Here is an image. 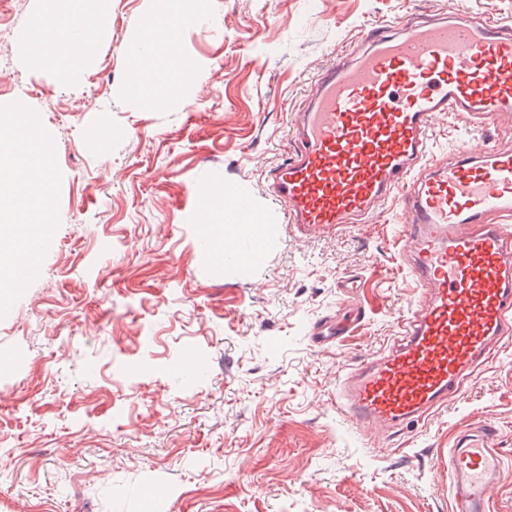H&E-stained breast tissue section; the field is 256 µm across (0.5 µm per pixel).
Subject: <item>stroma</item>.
<instances>
[{"instance_id": "1", "label": "stroma", "mask_w": 512, "mask_h": 512, "mask_svg": "<svg viewBox=\"0 0 512 512\" xmlns=\"http://www.w3.org/2000/svg\"><path fill=\"white\" fill-rule=\"evenodd\" d=\"M161 0H112V33L71 83L24 62L14 39L38 0H18L0 44V105L37 111L54 155L56 222L41 266L0 304V512H450L444 457L456 427L493 420L512 461V346L454 403L395 434L355 428L338 379L392 344L419 291L402 268L388 205L338 230L287 223L265 178L318 72L376 24L466 10L512 21V0H196L180 36L192 84L143 111L123 93L126 46ZM128 129L107 153L89 126ZM512 127L439 115L457 154ZM249 196L277 244L256 264L202 245L198 194ZM358 278L352 294L339 288ZM361 305L350 336L317 322ZM205 364L178 378L187 357ZM353 327L348 323L327 321L323 325L314 328L312 337L316 343L325 344L349 335Z\"/></svg>"}]
</instances>
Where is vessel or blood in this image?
<instances>
[{
    "label": "vessel or blood",
    "instance_id": "vessel-or-blood-1",
    "mask_svg": "<svg viewBox=\"0 0 512 512\" xmlns=\"http://www.w3.org/2000/svg\"><path fill=\"white\" fill-rule=\"evenodd\" d=\"M359 45L310 84L293 117V153L270 170L267 188L287 223L304 228L400 204L403 264L420 295L393 344L344 375L336 396L354 425L394 432L457 400L474 370L512 342V152L484 139L443 162L430 138L447 112L512 122V24L468 12L414 17L363 33ZM197 205L277 238L247 199L232 206L214 192ZM351 331L328 321L312 337L325 344ZM497 436L486 420L458 430L451 512H493L490 490L505 473Z\"/></svg>",
    "mask_w": 512,
    "mask_h": 512
}]
</instances>
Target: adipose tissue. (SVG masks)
I'll return each instance as SVG.
<instances>
[{
	"label": "adipose tissue",
	"mask_w": 512,
	"mask_h": 512,
	"mask_svg": "<svg viewBox=\"0 0 512 512\" xmlns=\"http://www.w3.org/2000/svg\"><path fill=\"white\" fill-rule=\"evenodd\" d=\"M195 18L187 0H166L152 17L157 38L147 48L131 50L136 76L125 91L143 110L163 108L187 85L191 70L177 45L182 30ZM111 28L110 10L101 0H42L18 46L32 69L52 68L72 78L92 60L100 36ZM37 124L35 112L23 103L0 109V214L8 216L10 225L0 235V293L4 295L11 289L9 275L18 253L15 227L26 226L37 246L54 221L53 154L44 140L32 136Z\"/></svg>",
	"instance_id": "obj_1"
}]
</instances>
